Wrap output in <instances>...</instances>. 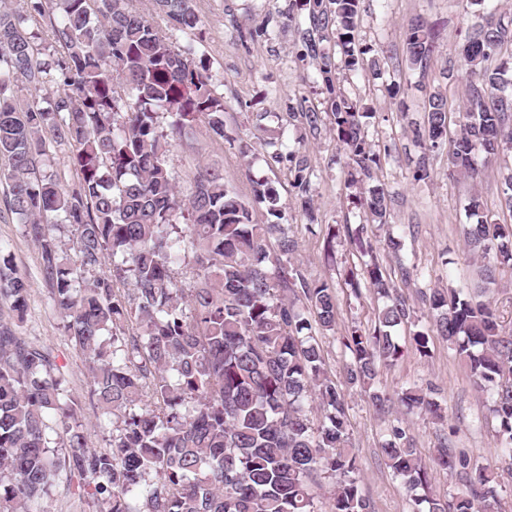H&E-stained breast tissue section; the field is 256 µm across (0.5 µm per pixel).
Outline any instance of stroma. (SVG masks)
<instances>
[{"instance_id": "stroma-1", "label": "stroma", "mask_w": 512, "mask_h": 512, "mask_svg": "<svg viewBox=\"0 0 512 512\" xmlns=\"http://www.w3.org/2000/svg\"><path fill=\"white\" fill-rule=\"evenodd\" d=\"M201 18L198 30L175 33L178 44L193 45L205 59L211 87L224 99L231 142L209 139L197 128L190 140L175 146L167 165L179 186H187L198 160L218 164L224 182L244 198H251V181L267 177L275 181L285 222L299 242L295 258L308 279L327 283L337 293L335 330L320 336L326 368L336 383H343L348 357L341 338L351 327L373 326L382 301L369 290L352 294L345 272L367 262V255L350 245L345 225L361 219L347 199L345 182L349 159L332 129L327 95L314 83V68L303 60L297 28L309 27L306 7L294 0H195ZM512 11V0H368L359 21V37L370 46L363 64L340 72L346 94L362 100L372 117L366 126L367 140L380 164L371 187L384 189L392 198L388 224L373 225L367 237L389 274L393 285L407 297L421 288H466L471 284L474 259L465 250L463 227L468 224V198L478 194L489 223L512 224V212L500 205V173L503 161L485 162L476 154L483 171L473 183L450 174L446 153H434L431 176L413 178L411 157L421 149L405 133L411 123L422 122L430 94L448 100L449 112H458L466 96L462 71L447 73L445 63L464 41L476 16L484 8ZM434 26L436 44L426 68L409 66L405 60L408 27L415 18ZM317 108L320 135L295 120L298 112ZM275 131L280 152L306 156L313 170L311 195L316 221L302 212L293 177L287 164L270 163L264 144L267 131ZM252 148L241 157L239 144ZM5 183L0 182V249L10 253L29 285L30 306L21 332L32 343L52 349L61 368L62 387L75 402L77 416L89 447L102 448L112 431V420L88 403L91 375L84 356L70 343L63 322L49 298V288L39 273V249L24 232L16 216L6 212ZM338 229L328 240L329 226ZM399 238L400 252L386 249L387 237ZM414 269L403 279V269ZM411 327L397 331L404 347L395 362L381 365L377 385L392 392L401 388H439V399L448 415L440 424L417 414L406 421L416 438L423 460H430L440 442L467 452L480 463L494 462L499 454L494 431L484 423L489 401L476 391L465 368L454 358L440 336H432L430 357H421L409 344ZM352 446L357 456L362 486L376 512H413L415 504L399 480L385 465L379 446L389 425L363 390L347 391Z\"/></svg>"}]
</instances>
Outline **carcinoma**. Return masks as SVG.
I'll return each mask as SVG.
<instances>
[{
	"label": "carcinoma",
	"instance_id": "obj_1",
	"mask_svg": "<svg viewBox=\"0 0 512 512\" xmlns=\"http://www.w3.org/2000/svg\"><path fill=\"white\" fill-rule=\"evenodd\" d=\"M173 31L191 32L200 18L194 0H152ZM364 0H304L312 27L298 30L303 56L316 61L337 139L350 165L352 204L386 224L388 195L362 191L377 156L367 143L370 113L346 96L319 44L336 35L344 69L370 48L358 39ZM47 27L60 48L52 61L27 21ZM435 33L410 25L409 62L423 67ZM512 44V17L485 11L457 52L467 94L448 133L447 100L429 96L423 125L411 126L430 152L448 151V170L475 180V151H512V79L497 52ZM207 64L193 45H178L130 0H25L20 13L0 4V172L5 206L37 243L40 273L74 346L88 357L89 401L118 425L102 450L86 446L74 403L61 389L51 350L19 331L29 288L10 256L0 254V512H44L64 477L100 512H321L319 491L332 483L329 512H374L356 456L349 448L345 388L372 385L381 363L401 355L394 332L415 311L393 288L376 259L350 270L354 295L365 281L386 299L371 328L342 337L350 366L345 386L326 372L314 333L336 327V294L291 265L299 243L289 233L280 194L268 179L252 181L267 223L224 183L219 166L201 162L189 186L177 189L167 167L170 149L197 125L215 141L229 138L224 99L210 87ZM54 80L60 94L47 105L20 104L12 89L34 90ZM169 118L167 127L159 119ZM73 150L74 182L52 170L55 148ZM302 208L315 221L306 156H288ZM465 230L470 254L481 259L477 295L497 285V266L512 263V225L489 224L478 197ZM184 223H179L178 219ZM68 225L74 257L60 253L53 229ZM276 257H270L269 244ZM111 266L100 271L104 255ZM191 270L184 287L178 268ZM129 289H124V286ZM475 295V296H477ZM454 288L423 295L427 318L465 365L472 385L491 397L501 470L512 473V328L491 302ZM434 390L374 392L393 408L443 419ZM381 456L410 491L427 484V468L409 427L396 419ZM433 465L463 488L442 501L424 496L427 512H497L494 468L442 444Z\"/></svg>",
	"mask_w": 512,
	"mask_h": 512
}]
</instances>
